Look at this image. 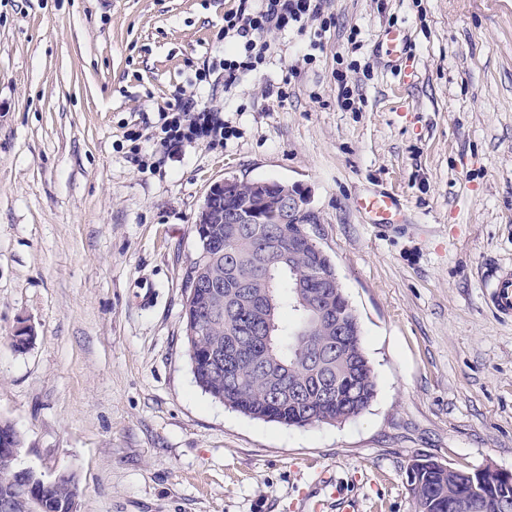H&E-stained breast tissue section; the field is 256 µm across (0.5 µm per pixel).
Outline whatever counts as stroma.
Instances as JSON below:
<instances>
[{"mask_svg": "<svg viewBox=\"0 0 512 512\" xmlns=\"http://www.w3.org/2000/svg\"><path fill=\"white\" fill-rule=\"evenodd\" d=\"M238 5L0 0V418L22 463L73 474L79 512H339L323 477L357 512H414V460L512 471V321L483 284L512 266V0H327L330 28L265 33L256 71L196 85L237 50ZM187 93L223 112L224 147H162ZM227 175L306 188L376 377L359 416L287 427L196 385L185 282ZM375 191L393 223L357 211ZM358 209L364 216L373 219L374 224H388L390 217L400 213V202L396 196L390 193H374L358 198Z\"/></svg>", "mask_w": 512, "mask_h": 512, "instance_id": "1", "label": "stroma"}]
</instances>
